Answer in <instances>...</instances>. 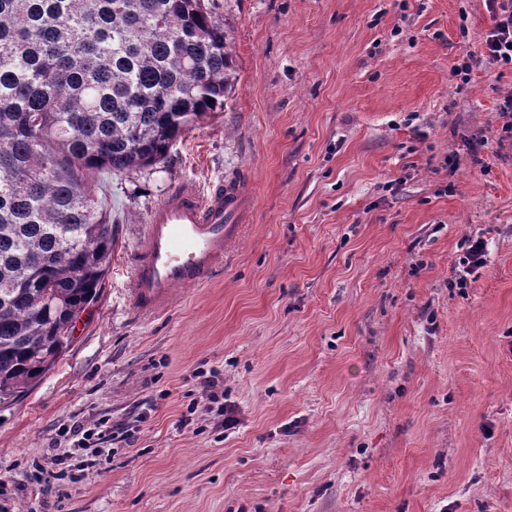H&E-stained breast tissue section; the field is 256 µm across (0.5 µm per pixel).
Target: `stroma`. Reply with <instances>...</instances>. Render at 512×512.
I'll list each match as a JSON object with an SVG mask.
<instances>
[{"instance_id": "35a3bbf8", "label": "stroma", "mask_w": 512, "mask_h": 512, "mask_svg": "<svg viewBox=\"0 0 512 512\" xmlns=\"http://www.w3.org/2000/svg\"><path fill=\"white\" fill-rule=\"evenodd\" d=\"M237 83L166 163L100 181L118 232L70 348L0 404V512L58 428L155 409L66 512H512V68L473 64L483 0H212ZM251 170L224 273L146 319L128 288L150 211ZM486 264L456 284L466 238ZM216 414L179 420L196 370ZM199 388V401L204 403L206 410L211 409L212 404H219L216 412L223 416L224 430H231L238 425V418L234 409L230 406L224 407V402L219 403L220 398L224 400V376L217 370L198 371L194 375Z\"/></svg>"}]
</instances>
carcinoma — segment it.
<instances>
[{
	"label": "carcinoma",
	"mask_w": 512,
	"mask_h": 512,
	"mask_svg": "<svg viewBox=\"0 0 512 512\" xmlns=\"http://www.w3.org/2000/svg\"><path fill=\"white\" fill-rule=\"evenodd\" d=\"M235 83L206 0H0V404L103 291L116 226L94 175L166 161Z\"/></svg>",
	"instance_id": "obj_1"
}]
</instances>
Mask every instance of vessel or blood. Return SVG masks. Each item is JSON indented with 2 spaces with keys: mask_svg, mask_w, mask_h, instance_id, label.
<instances>
[{
  "mask_svg": "<svg viewBox=\"0 0 512 512\" xmlns=\"http://www.w3.org/2000/svg\"><path fill=\"white\" fill-rule=\"evenodd\" d=\"M255 203L253 177L244 171L208 193L189 183L167 193L149 214L139 242L131 284L136 311L161 315L172 310L182 286H207L224 272Z\"/></svg>",
  "mask_w": 512,
  "mask_h": 512,
  "instance_id": "obj_1",
  "label": "vessel or blood"
}]
</instances>
